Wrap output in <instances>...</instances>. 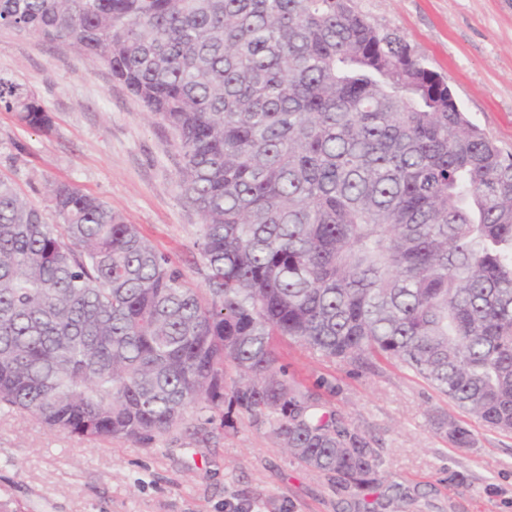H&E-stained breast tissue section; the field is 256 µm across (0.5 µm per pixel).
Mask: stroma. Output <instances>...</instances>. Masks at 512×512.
<instances>
[{
  "instance_id": "1",
  "label": "stroma",
  "mask_w": 512,
  "mask_h": 512,
  "mask_svg": "<svg viewBox=\"0 0 512 512\" xmlns=\"http://www.w3.org/2000/svg\"><path fill=\"white\" fill-rule=\"evenodd\" d=\"M381 28L397 30L444 76L458 104L512 153V0H353ZM48 112L34 129L0 111V175L35 205L67 181L137 225L193 287L205 285L196 242L202 217L179 185L173 132L95 57L69 44L0 28V74ZM290 383L321 391L370 439L383 463L375 488L358 491L310 471L286 451L268 421L235 398L227 370L224 405L189 409L149 444L90 442L49 430L23 412L0 414V500L23 512H512V433L490 429L407 368L385 360L352 369L276 340ZM475 437L455 447L439 424Z\"/></svg>"
}]
</instances>
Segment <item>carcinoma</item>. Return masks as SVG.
Here are the masks:
<instances>
[{"label":"carcinoma","mask_w":512,"mask_h":512,"mask_svg":"<svg viewBox=\"0 0 512 512\" xmlns=\"http://www.w3.org/2000/svg\"><path fill=\"white\" fill-rule=\"evenodd\" d=\"M0 27L100 60L178 138L206 288L66 182L0 177V412L141 442L236 401L306 468L362 489L379 449L288 383L272 342L392 360L512 432V154L350 0H0ZM0 109L50 117L0 76ZM440 429L474 443L455 421Z\"/></svg>","instance_id":"obj_1"}]
</instances>
